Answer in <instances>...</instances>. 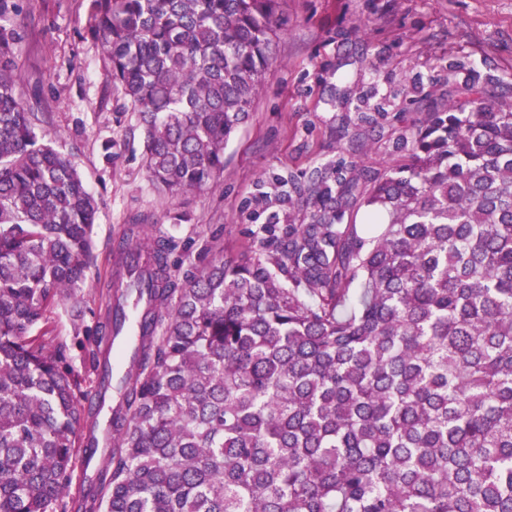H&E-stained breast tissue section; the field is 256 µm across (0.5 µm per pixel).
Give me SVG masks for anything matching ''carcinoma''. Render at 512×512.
<instances>
[{
	"mask_svg": "<svg viewBox=\"0 0 512 512\" xmlns=\"http://www.w3.org/2000/svg\"><path fill=\"white\" fill-rule=\"evenodd\" d=\"M89 31L136 112L156 188L201 189L250 116L282 0H92ZM0 33V512H512V106L431 101L400 164L320 170L317 204L242 260L180 279L145 224L151 288L108 321L72 307L118 404L85 411L47 311L85 282L98 202L37 131ZM354 206L368 222L347 224ZM112 431L70 496L79 435Z\"/></svg>",
	"mask_w": 512,
	"mask_h": 512,
	"instance_id": "1",
	"label": "carcinoma"
}]
</instances>
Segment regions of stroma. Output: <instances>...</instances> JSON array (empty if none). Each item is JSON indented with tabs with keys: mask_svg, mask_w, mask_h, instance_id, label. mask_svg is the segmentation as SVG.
Returning <instances> with one entry per match:
<instances>
[{
	"mask_svg": "<svg viewBox=\"0 0 512 512\" xmlns=\"http://www.w3.org/2000/svg\"><path fill=\"white\" fill-rule=\"evenodd\" d=\"M17 92L44 121L99 203L95 261L76 302L104 315L111 257L129 224L172 244L190 272L212 243L235 259L274 215L299 224L276 180L313 169L381 172L405 154L403 136L436 98L482 89L512 99V0H285L276 58L248 121L206 188L167 196L143 166L135 112L108 77L88 32L91 0H6Z\"/></svg>",
	"mask_w": 512,
	"mask_h": 512,
	"instance_id": "35a3bbf8",
	"label": "stroma"
}]
</instances>
